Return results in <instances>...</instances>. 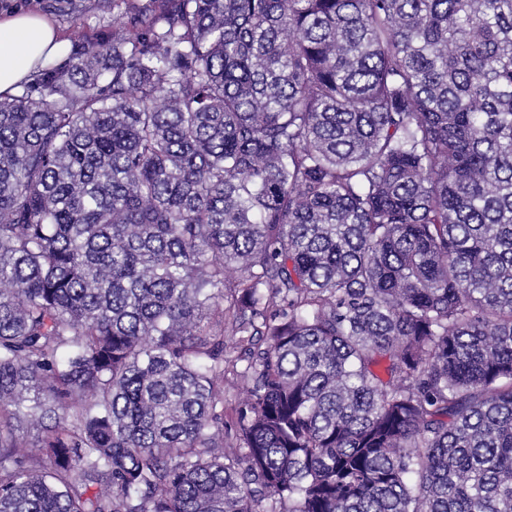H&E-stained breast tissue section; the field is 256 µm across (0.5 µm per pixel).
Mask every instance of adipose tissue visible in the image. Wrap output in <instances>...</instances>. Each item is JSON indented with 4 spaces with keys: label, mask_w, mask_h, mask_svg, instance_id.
<instances>
[{
    "label": "adipose tissue",
    "mask_w": 512,
    "mask_h": 512,
    "mask_svg": "<svg viewBox=\"0 0 512 512\" xmlns=\"http://www.w3.org/2000/svg\"><path fill=\"white\" fill-rule=\"evenodd\" d=\"M65 45L40 14H0V94H14L36 66L63 57Z\"/></svg>",
    "instance_id": "adipose-tissue-1"
}]
</instances>
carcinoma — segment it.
<instances>
[{
	"mask_svg": "<svg viewBox=\"0 0 512 512\" xmlns=\"http://www.w3.org/2000/svg\"><path fill=\"white\" fill-rule=\"evenodd\" d=\"M112 7L0 97V512H512V0Z\"/></svg>",
	"mask_w": 512,
	"mask_h": 512,
	"instance_id": "cac0c4a2",
	"label": "carcinoma"
}]
</instances>
